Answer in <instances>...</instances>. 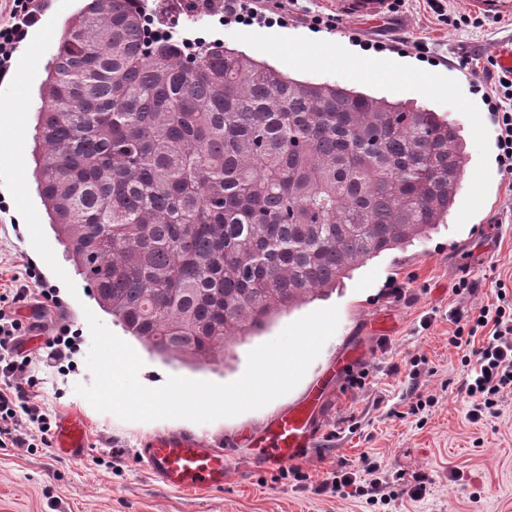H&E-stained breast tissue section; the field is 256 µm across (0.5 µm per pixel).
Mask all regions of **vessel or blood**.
<instances>
[{
  "label": "vessel or blood",
  "instance_id": "1",
  "mask_svg": "<svg viewBox=\"0 0 512 512\" xmlns=\"http://www.w3.org/2000/svg\"><path fill=\"white\" fill-rule=\"evenodd\" d=\"M307 405L290 408L269 421L258 436L260 461L279 466L298 457L314 439ZM60 457L83 458L88 452L87 421L77 411L62 414L53 431ZM140 463L162 484L175 490H219L224 486L227 463L222 449L204 435L191 431L159 433L139 452Z\"/></svg>",
  "mask_w": 512,
  "mask_h": 512
}]
</instances>
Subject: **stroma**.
<instances>
[{
	"instance_id": "35a3bbf8",
	"label": "stroma",
	"mask_w": 512,
	"mask_h": 512,
	"mask_svg": "<svg viewBox=\"0 0 512 512\" xmlns=\"http://www.w3.org/2000/svg\"><path fill=\"white\" fill-rule=\"evenodd\" d=\"M243 2L236 16L202 14L195 26L183 29V38L203 48L219 44L247 52L261 33H283L301 55L288 65L290 75L352 87L356 81L343 65L327 68L303 53L304 37L339 38L359 52L403 64V72L367 84V91L380 96L390 95L391 84L410 82L409 68L436 72L439 90L416 87L406 99L448 115L461 130L470 162L447 223L428 240L369 261L343 289L229 347L220 366L166 363L127 337L110 315H102V322L127 338L142 358L139 380L149 388L171 376L233 382L245 372L249 351L294 320L334 306L339 323L298 385L260 409L204 424L124 421L98 412L74 391L75 385L94 382L86 365L91 334L84 311L97 303L47 223L32 170L17 171L11 161L32 152L39 88L61 29L81 4L52 0L38 20L44 34L16 44L6 64L12 74L31 70L29 82L0 87V294L27 268L43 272L31 285L29 302L14 308L16 318L33 328L28 349L38 383L31 393L50 418L80 411L87 419L89 451L85 458L66 460L38 448L0 447V512H512V395L505 397L497 419L472 423V400L460 389L467 372L464 352L450 342L458 321L494 303L498 289L512 293V175L500 166L487 96L495 77L465 75L456 68L466 59L494 56L499 46L512 42V0L495 12L478 9L474 0L401 5L386 0L381 14L373 16L342 13L339 0H303V11L288 14L269 0ZM449 15L468 16L471 23L454 28L445 21ZM420 40L431 45V55L415 50ZM19 115L28 126L21 136L12 128ZM484 215L498 230L497 250L467 275H458L448 245L467 241L472 224ZM463 279L470 289L461 293L457 286ZM44 290L59 303L41 316L36 308ZM64 329L74 341L64 357L51 359L45 342ZM365 365L373 368L372 378L364 387L351 386L350 373ZM325 371L330 379L314 411L312 447L290 465L267 468L257 458L255 434L303 402ZM419 394L433 397L435 404L415 415L411 407ZM177 429L204 433L223 449L228 463L223 489L173 490L136 462L135 452L148 438ZM364 457L397 480L400 495L390 504L375 505L324 486V479L338 471H357ZM296 469L304 480L294 479ZM418 475L425 479L426 493L416 499L409 491Z\"/></svg>"
}]
</instances>
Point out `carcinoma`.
Instances as JSON below:
<instances>
[{
    "label": "carcinoma",
    "mask_w": 512,
    "mask_h": 512,
    "mask_svg": "<svg viewBox=\"0 0 512 512\" xmlns=\"http://www.w3.org/2000/svg\"><path fill=\"white\" fill-rule=\"evenodd\" d=\"M32 159L58 241L151 352L227 346L445 224L469 156L427 107L147 35L89 0L40 88Z\"/></svg>",
    "instance_id": "cac0c4a2"
}]
</instances>
